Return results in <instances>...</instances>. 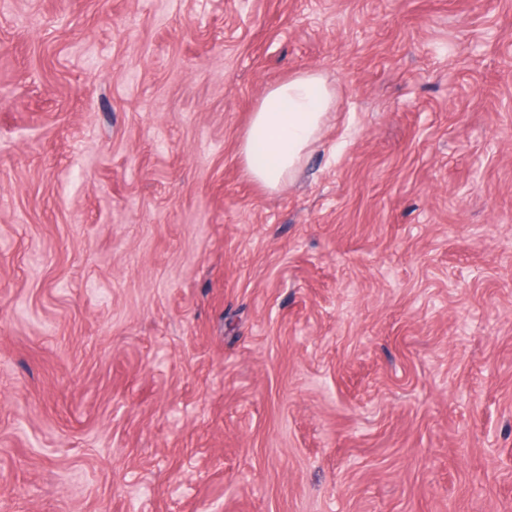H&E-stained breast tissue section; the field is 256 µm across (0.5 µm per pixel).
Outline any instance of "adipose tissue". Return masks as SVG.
Wrapping results in <instances>:
<instances>
[{
    "mask_svg": "<svg viewBox=\"0 0 512 512\" xmlns=\"http://www.w3.org/2000/svg\"><path fill=\"white\" fill-rule=\"evenodd\" d=\"M336 110V89L320 73L301 71L271 87L241 138L247 175L275 191L298 173Z\"/></svg>",
    "mask_w": 512,
    "mask_h": 512,
    "instance_id": "1",
    "label": "adipose tissue"
}]
</instances>
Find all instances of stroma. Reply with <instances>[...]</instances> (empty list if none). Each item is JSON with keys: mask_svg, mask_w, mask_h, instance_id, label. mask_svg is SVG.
Segmentation results:
<instances>
[{"mask_svg": "<svg viewBox=\"0 0 512 512\" xmlns=\"http://www.w3.org/2000/svg\"><path fill=\"white\" fill-rule=\"evenodd\" d=\"M4 80L0 512H512V0H0ZM336 112V87L320 73L301 71L271 87L241 138L247 175L276 191L298 173L311 147Z\"/></svg>", "mask_w": 512, "mask_h": 512, "instance_id": "stroma-1", "label": "stroma"}]
</instances>
